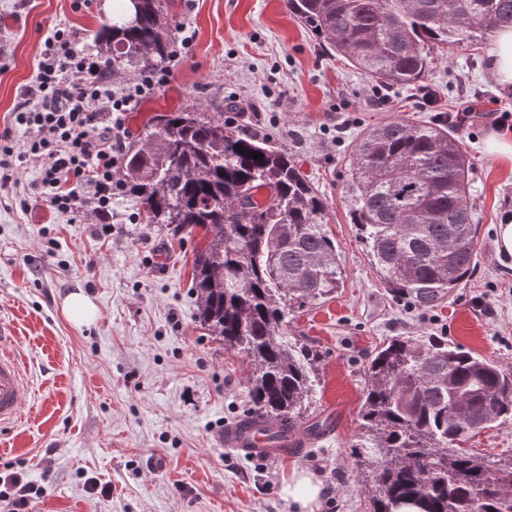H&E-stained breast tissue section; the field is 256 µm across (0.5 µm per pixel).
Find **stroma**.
Masks as SVG:
<instances>
[{
	"label": "stroma",
	"mask_w": 512,
	"mask_h": 512,
	"mask_svg": "<svg viewBox=\"0 0 512 512\" xmlns=\"http://www.w3.org/2000/svg\"><path fill=\"white\" fill-rule=\"evenodd\" d=\"M104 2L0 0V131L52 26L91 41L109 18ZM169 16L172 45L186 29L193 43L127 128L193 102L301 162L327 202L345 277L333 297L291 315L288 341L315 355L305 419L328 417L335 428L285 459L224 447L225 422L250 405L249 363L197 317L190 285L203 231L181 238L141 224L118 195L104 233L93 214L53 213L28 165L0 184V326L30 386L24 420L0 431V469L38 486L29 512H290L281 489L298 471L323 485L315 512H369L352 450L362 444L365 368L386 338L439 336L512 371V257L496 247L512 211V162L486 153L498 130L490 122L457 131L479 260L442 305L422 310L391 298L350 222L342 191L351 150L364 129L396 115L434 121L470 101L512 113V86L489 70L494 38L442 45L421 84L386 87L330 53L285 0H170ZM423 85L432 103L420 98ZM498 131L512 138L511 127ZM78 291L96 306L91 323L63 311Z\"/></svg>",
	"instance_id": "35a3bbf8"
}]
</instances>
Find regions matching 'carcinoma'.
Returning a JSON list of instances; mask_svg holds the SVG:
<instances>
[{
	"label": "carcinoma",
	"mask_w": 512,
	"mask_h": 512,
	"mask_svg": "<svg viewBox=\"0 0 512 512\" xmlns=\"http://www.w3.org/2000/svg\"><path fill=\"white\" fill-rule=\"evenodd\" d=\"M166 0H129L95 32L112 74L137 75L168 60ZM336 55L390 85L419 82L440 44L512 27V0H287ZM251 152L264 155L261 160ZM142 224L206 231L193 265L198 317L224 349L251 365L246 410L278 447L311 392L308 353L285 339L288 315L339 288L343 268L327 233L326 203L285 148L243 137L221 113L196 104L151 118L117 171ZM469 164L445 125L395 116L365 129L345 186L350 223L397 301L439 306L461 287L478 254L468 204ZM360 428L374 451L359 456L371 512H512V457L464 447L512 423V372L435 336H396L365 376Z\"/></svg>",
	"instance_id": "cac0c4a2"
}]
</instances>
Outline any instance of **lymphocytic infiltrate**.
<instances>
[{
  "mask_svg": "<svg viewBox=\"0 0 512 512\" xmlns=\"http://www.w3.org/2000/svg\"><path fill=\"white\" fill-rule=\"evenodd\" d=\"M171 67L118 84L79 34L55 25L35 77L19 93L12 127L23 144L0 141V172L32 163L41 195L63 215L105 213L122 189L115 181L127 112L166 84Z\"/></svg>",
  "mask_w": 512,
  "mask_h": 512,
  "instance_id": "f902f5d3",
  "label": "lymphocytic infiltrate"
}]
</instances>
